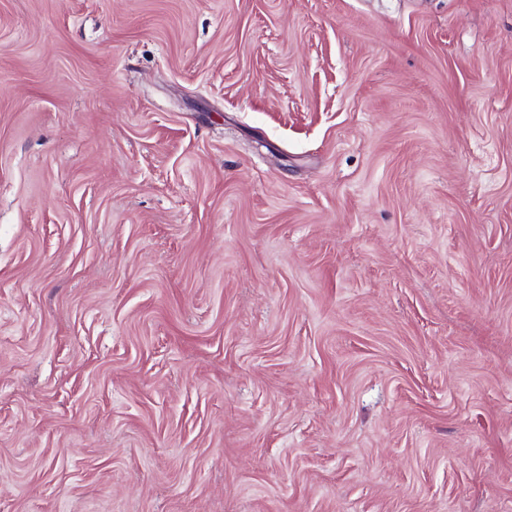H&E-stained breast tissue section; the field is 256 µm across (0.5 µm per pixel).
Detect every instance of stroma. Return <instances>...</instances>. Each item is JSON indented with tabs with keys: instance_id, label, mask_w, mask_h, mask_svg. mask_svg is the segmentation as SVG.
<instances>
[{
	"instance_id": "stroma-1",
	"label": "stroma",
	"mask_w": 512,
	"mask_h": 512,
	"mask_svg": "<svg viewBox=\"0 0 512 512\" xmlns=\"http://www.w3.org/2000/svg\"><path fill=\"white\" fill-rule=\"evenodd\" d=\"M0 512H512V0H0Z\"/></svg>"
}]
</instances>
